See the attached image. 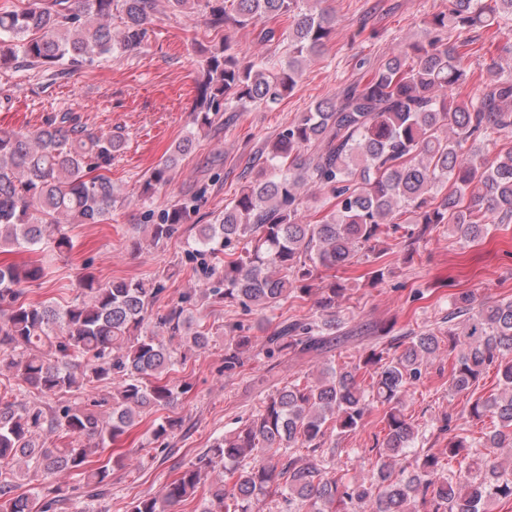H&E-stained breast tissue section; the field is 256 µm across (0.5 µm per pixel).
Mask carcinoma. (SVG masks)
<instances>
[{
    "instance_id": "1",
    "label": "carcinoma",
    "mask_w": 512,
    "mask_h": 512,
    "mask_svg": "<svg viewBox=\"0 0 512 512\" xmlns=\"http://www.w3.org/2000/svg\"><path fill=\"white\" fill-rule=\"evenodd\" d=\"M308 0H170L179 11L204 17L219 29L260 26L262 42L286 43L282 60L252 59L228 36L204 60L201 95L192 110L195 130L164 155L140 188L151 196L170 181L195 133L208 131L221 105L278 106L294 91L303 65L321 52L336 15L305 9ZM156 0H51L45 6L0 8V69L37 62L76 69L96 59L141 47ZM119 31H112V21ZM285 22L280 30L276 24ZM428 38L397 46L364 82L346 86L336 101L301 113L267 147L266 166L242 186L214 224H199L187 251L203 277L182 295L181 305L153 310L164 292V274L150 279L100 283L87 274L81 296L66 306L22 300L24 285L44 277L36 263L0 265V512H37L18 492L14 468L33 466L50 477L74 472L89 485L105 482L112 465L130 460L115 453L144 418L172 405L186 385L170 376L185 356L180 347L207 349L214 333L194 317L206 304L238 303L243 310L272 312L296 294L316 296L322 309L336 306L344 285L317 287L323 269L384 254L381 236L404 230L409 250L441 224L476 238L490 222H512V72L493 58L487 77L473 82L471 59L482 47L472 33L512 25V0H448V10L426 21ZM472 86L457 102L452 93ZM124 140L96 134L70 112H57L33 131H0V249H30L45 232L54 247L73 248L66 224H98L123 197L107 175ZM312 150L310 161L304 152ZM325 191L326 212L306 221L300 185ZM192 200L179 199L146 215L143 230L153 244L188 223ZM461 321L386 339L380 329L358 361L329 365L304 383L268 393L259 409L232 434L213 442L183 467L159 496L139 497L129 512H172L197 502L198 512H263L271 499L283 512H492L512 501V298L493 304L463 295L448 315ZM151 322L155 332L140 334ZM336 320L292 321L268 336H226L224 372L257 347L276 353H318L330 348ZM454 355L451 388L470 396L469 422L490 418L480 437L448 440L445 468L439 456L414 448L419 426L402 400L421 380L428 358L442 344ZM498 364V392L474 397L488 366ZM372 382L362 385V372ZM101 384L113 388L99 401L109 413L80 403L46 410L42 399ZM378 411L385 435L375 441L377 461L359 479L336 468L324 450L328 432L355 433ZM181 425L171 416L151 420L152 437L164 441ZM58 435L61 447L45 448L41 432ZM95 440L88 447L83 439ZM306 450L307 454L300 453ZM412 462L402 465L408 457ZM219 470L207 485L202 476Z\"/></svg>"
}]
</instances>
